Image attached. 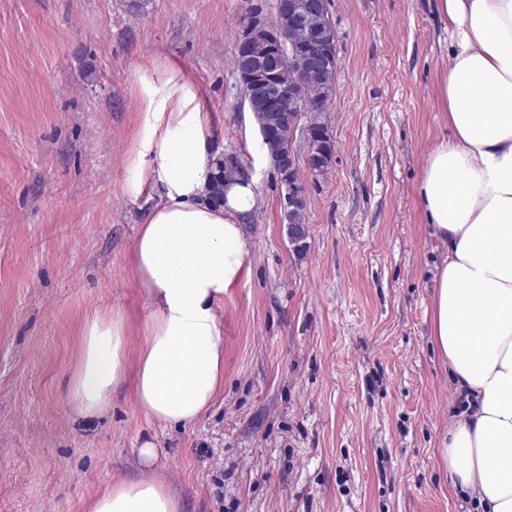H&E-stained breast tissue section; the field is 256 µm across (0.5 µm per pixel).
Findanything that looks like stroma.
I'll use <instances>...</instances> for the list:
<instances>
[{
  "label": "stroma",
  "mask_w": 512,
  "mask_h": 512,
  "mask_svg": "<svg viewBox=\"0 0 512 512\" xmlns=\"http://www.w3.org/2000/svg\"><path fill=\"white\" fill-rule=\"evenodd\" d=\"M328 9L336 162L300 172V258L234 69L276 0H0V512H86L112 481L148 475L183 512H472L445 452L464 405L431 338L447 248L415 197L448 134L447 22L434 0ZM161 62L197 86L260 200L249 271L221 308L224 386L181 427L148 419L125 386L102 414L70 400L87 316L127 315L128 359L143 340L150 307L129 267L141 212L123 185L135 76Z\"/></svg>",
  "instance_id": "obj_1"
}]
</instances>
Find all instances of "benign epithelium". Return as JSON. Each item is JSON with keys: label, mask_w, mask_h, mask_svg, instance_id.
<instances>
[{"label": "benign epithelium", "mask_w": 512, "mask_h": 512, "mask_svg": "<svg viewBox=\"0 0 512 512\" xmlns=\"http://www.w3.org/2000/svg\"><path fill=\"white\" fill-rule=\"evenodd\" d=\"M288 57V69H298L312 79L322 82L324 95L322 106L313 112L303 108V88L296 82L265 81L258 76L267 72L273 62ZM236 62L240 77L254 80L247 85L250 95L266 98L267 111L258 122V131L262 140H267L277 127L278 113L288 109L298 113L304 134L307 128L319 126L326 138H331L328 125L322 121V115L328 111L335 87L331 84L332 74L338 68L337 37L335 27L330 20L328 0H290L288 10L265 25L257 21L248 24L240 39ZM272 163L287 175L299 167L298 155L292 146L275 152ZM306 192L298 190L295 183L287 185L284 197V212L294 210L305 202Z\"/></svg>", "instance_id": "benign-epithelium-1"}]
</instances>
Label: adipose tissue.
<instances>
[{
	"label": "adipose tissue",
	"mask_w": 512,
	"mask_h": 512,
	"mask_svg": "<svg viewBox=\"0 0 512 512\" xmlns=\"http://www.w3.org/2000/svg\"><path fill=\"white\" fill-rule=\"evenodd\" d=\"M448 19L441 97L450 135L430 153L417 204L448 253L435 276L431 335L466 408L448 426V473L482 512H512V0H435ZM143 112L126 160V198L141 206L130 253L151 313L135 362L119 310L88 317L70 399L105 412L130 386L165 426L200 418L224 385V297L248 272L243 226L256 183L210 197L219 153L195 86L160 63L136 75ZM158 478L119 480L88 512H181Z\"/></svg>",
	"instance_id": "obj_1"
}]
</instances>
